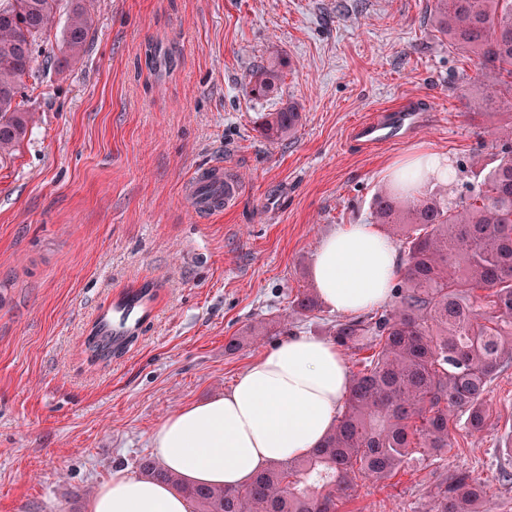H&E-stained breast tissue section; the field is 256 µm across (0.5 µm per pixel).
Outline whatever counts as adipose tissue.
Instances as JSON below:
<instances>
[{
    "label": "adipose tissue",
    "instance_id": "ef3b65f1",
    "mask_svg": "<svg viewBox=\"0 0 512 512\" xmlns=\"http://www.w3.org/2000/svg\"><path fill=\"white\" fill-rule=\"evenodd\" d=\"M447 154L422 150L400 159L390 178L407 195L453 182ZM401 265L396 245L372 224H350L319 246L312 279L320 300L343 315L387 302ZM351 386L339 348L304 333L256 358L223 396L187 404L151 435L160 464L197 485L243 486L270 463L308 454L336 422ZM86 512H193L170 486L113 472Z\"/></svg>",
    "mask_w": 512,
    "mask_h": 512
}]
</instances>
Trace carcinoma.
<instances>
[{"label": "carcinoma", "instance_id": "carcinoma-1", "mask_svg": "<svg viewBox=\"0 0 512 512\" xmlns=\"http://www.w3.org/2000/svg\"><path fill=\"white\" fill-rule=\"evenodd\" d=\"M62 33L66 55L46 56L57 68L77 63L88 40V0H70ZM61 0H3L0 3V160L11 158L26 138L33 117L23 109V78L34 73L39 40L50 28ZM436 24L450 42L477 59V79L490 70L495 80L483 93L512 112V0H434ZM283 65L262 64L247 76L251 94L265 97L283 81ZM300 121L286 104L268 113L261 137L278 143ZM498 164L476 192L455 203L433 195L399 201L376 194L373 223L399 237L405 265L393 286L390 306L336 319L323 332L341 350L362 359L336 423L311 454L273 463L242 487L184 483L151 457L141 474L171 485L190 498L195 512H337L360 477L392 478L407 463L448 465L451 427L478 433L489 421L485 394L512 366V122L496 129ZM492 292V307L477 312L471 289ZM311 291L296 296L292 314L318 308ZM119 340L95 327L86 338L90 358L107 360ZM484 486L456 470L436 486L430 512H478Z\"/></svg>", "mask_w": 512, "mask_h": 512}]
</instances>
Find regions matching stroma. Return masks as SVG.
<instances>
[{
  "instance_id": "stroma-1",
  "label": "stroma",
  "mask_w": 512,
  "mask_h": 512,
  "mask_svg": "<svg viewBox=\"0 0 512 512\" xmlns=\"http://www.w3.org/2000/svg\"><path fill=\"white\" fill-rule=\"evenodd\" d=\"M433 0H93L81 62L25 78L35 123L0 162V512H85L115 469L138 474L150 437L181 406L223 395L279 336L224 346L285 321L313 289L321 241L371 223L390 163L447 153L456 201L492 167L490 107L477 63L435 25ZM179 61L154 76L146 51ZM283 62L284 84L257 98L250 70ZM416 99L424 130L367 150L354 125ZM302 119L272 144L257 124L286 103ZM240 183L236 203L195 208L199 170ZM147 282L158 301L138 336L91 361L85 341L117 295ZM321 307L285 334L321 335ZM486 429H453L449 470L484 485L483 512H512V369L489 386ZM437 477L410 463L358 480L339 512H429Z\"/></svg>"
}]
</instances>
